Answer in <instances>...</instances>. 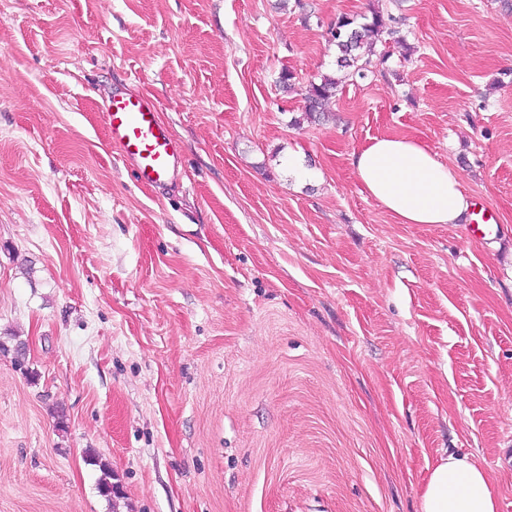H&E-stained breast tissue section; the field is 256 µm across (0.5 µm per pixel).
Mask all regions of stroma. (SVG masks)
I'll return each mask as SVG.
<instances>
[{
    "label": "stroma",
    "mask_w": 512,
    "mask_h": 512,
    "mask_svg": "<svg viewBox=\"0 0 512 512\" xmlns=\"http://www.w3.org/2000/svg\"><path fill=\"white\" fill-rule=\"evenodd\" d=\"M376 10L350 77L329 28ZM120 91L176 177L109 141ZM383 136L496 239L397 223L351 166ZM0 341V512H420L451 453L512 512V0H0ZM368 20L367 18H365ZM332 40L339 50L337 64L340 68L350 69L351 77L365 78L367 72H373V57L377 59L375 66L383 65L388 59L386 52L378 53V43H387L385 36H392L395 31L387 26L380 12H373L371 19L362 24L348 16L338 17L330 29ZM338 80L330 75L321 76L319 83H310L306 93L305 113L312 115L315 112H323L325 104L336 95ZM102 112L112 144L133 163L142 183L157 184L175 175L183 150L160 124L155 101L118 93ZM480 206L478 212L475 213L477 219L475 220V224H470L468 231L471 236L479 237L480 239H484L487 234L490 235L494 228L497 227V220L494 214L483 205L478 204ZM473 225V226H472Z\"/></svg>",
    "instance_id": "35a3bbf8"
}]
</instances>
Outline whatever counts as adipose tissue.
I'll use <instances>...</instances> for the list:
<instances>
[{
	"mask_svg": "<svg viewBox=\"0 0 512 512\" xmlns=\"http://www.w3.org/2000/svg\"><path fill=\"white\" fill-rule=\"evenodd\" d=\"M352 166L364 191L401 224H456L470 210L458 171L409 136L372 139ZM491 475L456 455L440 459L421 494V512H496Z\"/></svg>",
	"mask_w": 512,
	"mask_h": 512,
	"instance_id": "obj_1",
	"label": "adipose tissue"
}]
</instances>
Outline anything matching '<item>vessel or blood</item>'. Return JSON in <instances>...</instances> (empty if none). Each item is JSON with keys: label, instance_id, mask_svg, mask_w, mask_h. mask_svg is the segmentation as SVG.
Instances as JSON below:
<instances>
[{"label": "vessel or blood", "instance_id": "b4317fda", "mask_svg": "<svg viewBox=\"0 0 512 512\" xmlns=\"http://www.w3.org/2000/svg\"><path fill=\"white\" fill-rule=\"evenodd\" d=\"M102 112L112 144L133 163L142 183L157 184L175 175L183 150L160 124L155 101L118 93Z\"/></svg>", "mask_w": 512, "mask_h": 512}]
</instances>
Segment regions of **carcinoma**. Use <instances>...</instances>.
I'll use <instances>...</instances> for the list:
<instances>
[{
	"label": "carcinoma",
	"instance_id": "carcinoma-1",
	"mask_svg": "<svg viewBox=\"0 0 512 512\" xmlns=\"http://www.w3.org/2000/svg\"><path fill=\"white\" fill-rule=\"evenodd\" d=\"M394 30L387 26L383 15L373 12L371 19L358 24L348 16L339 17L331 27L332 40L339 50L337 64L349 70L352 77L364 78L373 62L386 63L388 54L377 52V45L387 42ZM338 80L330 75L321 76L320 82L311 83L306 93L305 113L323 111L325 104L336 96Z\"/></svg>",
	"mask_w": 512,
	"mask_h": 512
}]
</instances>
